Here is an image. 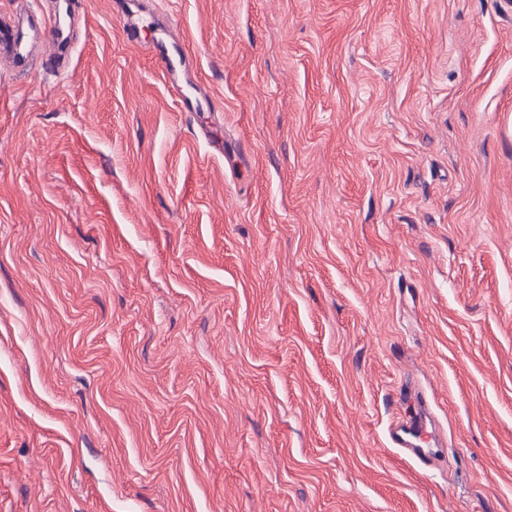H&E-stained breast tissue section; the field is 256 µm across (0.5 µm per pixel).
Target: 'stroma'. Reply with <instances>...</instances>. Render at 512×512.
<instances>
[{
	"mask_svg": "<svg viewBox=\"0 0 512 512\" xmlns=\"http://www.w3.org/2000/svg\"><path fill=\"white\" fill-rule=\"evenodd\" d=\"M84 2L0 62V512H512V0ZM67 34L63 29V33L59 34L58 24L49 25L45 28V40L52 48V52L49 55V60L53 63H66L68 56L71 53V46L67 45ZM424 420L425 417L418 413L410 421L390 432V439L394 444L407 449L413 457L419 460L425 457L426 451L420 443L414 442L411 438H416V434L423 431Z\"/></svg>",
	"mask_w": 512,
	"mask_h": 512,
	"instance_id": "stroma-1",
	"label": "stroma"
}]
</instances>
